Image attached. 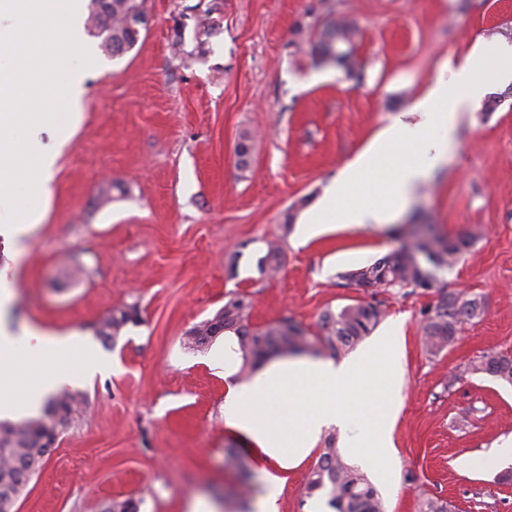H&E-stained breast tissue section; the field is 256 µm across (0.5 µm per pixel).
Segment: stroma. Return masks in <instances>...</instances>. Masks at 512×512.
<instances>
[{"label": "stroma", "mask_w": 512, "mask_h": 512, "mask_svg": "<svg viewBox=\"0 0 512 512\" xmlns=\"http://www.w3.org/2000/svg\"><path fill=\"white\" fill-rule=\"evenodd\" d=\"M149 24L118 57L96 38L78 69L85 95L54 194L22 251L0 239V276L14 284L12 319L78 332L111 370L89 373L79 354L37 363L64 368L86 400L17 512H102L134 497L140 512H185L205 497L236 508L239 447L224 428V378L211 366L224 342L194 351L184 334L229 293L253 301L250 323L281 319L316 334L327 309L380 304L384 332L401 324L403 406L394 432L400 461L384 512H418L422 497L452 512H512V463L459 468L512 437V385L468 370L485 352L512 358V81L495 54L512 45V0H146ZM355 20L362 81L313 67L308 52L328 15ZM472 60L482 81L461 113L454 147L390 225L330 228L303 238L315 203L377 133L412 111L444 59ZM501 97L494 111L486 102ZM252 135L251 164L234 155ZM409 224L472 232L441 283L485 302L438 354L424 346L422 312L438 289L344 287L343 272L398 249ZM278 273L260 271L268 243ZM138 303L114 346L101 321Z\"/></svg>", "instance_id": "stroma-1"}]
</instances>
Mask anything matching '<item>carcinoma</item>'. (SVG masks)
Here are the masks:
<instances>
[{"instance_id": "obj_1", "label": "carcinoma", "mask_w": 512, "mask_h": 512, "mask_svg": "<svg viewBox=\"0 0 512 512\" xmlns=\"http://www.w3.org/2000/svg\"><path fill=\"white\" fill-rule=\"evenodd\" d=\"M145 13V0H110L107 9L100 10L97 0H91L87 32L101 39L100 48L108 55H120L134 47L140 31L130 26L134 12ZM359 36L357 24L344 16L324 22L311 43L310 57L316 66H333L356 79L352 64L354 45ZM252 136L244 131L235 145L238 169L250 167ZM418 230L406 233L401 250L385 255L371 265L339 275L344 286L370 284L376 288L430 290L438 286L441 275L469 249L474 239L470 232L454 237L430 234L429 250L417 236ZM282 264L277 245L268 246L259 260V268L276 272ZM252 303L229 294L224 308L212 318L194 325L187 332L186 344L191 349L207 348L224 330L236 337L234 352L241 359L239 374L247 376L253 367L275 355L312 353L314 349L303 329L291 320L283 319L262 327H252L249 318ZM482 301L475 296H463L441 290L437 303L423 313L422 330L428 351L440 352L451 345L461 327L482 316ZM382 318L379 306L357 301L333 311L322 313L318 336L323 346L339 354L369 335ZM139 319V310L131 305L113 312L102 323L98 336L104 344L115 343L124 327ZM471 373L486 374L512 385V359L496 353H485L471 365ZM82 413V400L77 395L52 398L44 415L21 424H0V512H15L31 479L43 467L47 442L71 428ZM225 463L240 472L241 485L250 486L251 474L241 455L234 448L225 449ZM308 496L321 493L334 512H384L377 489L356 466L349 464L335 442L327 440L316 466L309 474ZM420 512H451V504L438 497L427 496L420 501Z\"/></svg>"}]
</instances>
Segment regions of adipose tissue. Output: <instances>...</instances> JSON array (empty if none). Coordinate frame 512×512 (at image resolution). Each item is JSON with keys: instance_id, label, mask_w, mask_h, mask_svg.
Listing matches in <instances>:
<instances>
[{"instance_id": "obj_1", "label": "adipose tissue", "mask_w": 512, "mask_h": 512, "mask_svg": "<svg viewBox=\"0 0 512 512\" xmlns=\"http://www.w3.org/2000/svg\"><path fill=\"white\" fill-rule=\"evenodd\" d=\"M479 81L468 62L456 68L452 80L437 79L414 106L419 122H392L341 173L316 208L320 220L359 228L390 223L454 145L458 119L472 103L471 88ZM411 145L420 147V158L408 157ZM13 298V283L0 279V357L7 360L0 367V418L8 419L35 414L46 396L71 383L67 373L59 372L19 386L16 366L77 348L91 357L92 371L111 366L78 333L8 322L4 313ZM403 357V336L393 327L339 363L279 358L264 364L248 382L225 371L224 427L243 443L267 487L252 512H278L289 472L314 452L323 430L331 426L343 431L354 461L378 480L393 481L399 464L394 427L402 408L398 380Z\"/></svg>"}]
</instances>
